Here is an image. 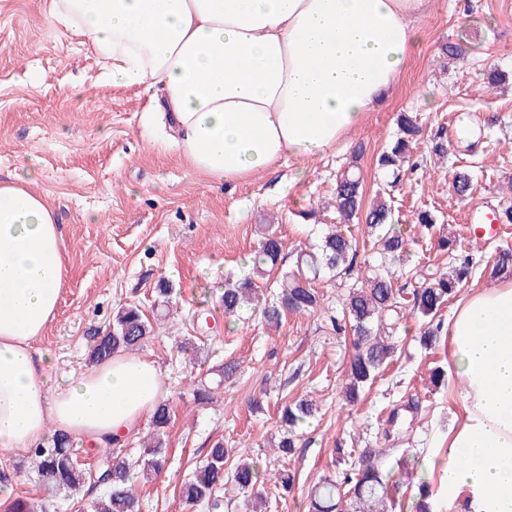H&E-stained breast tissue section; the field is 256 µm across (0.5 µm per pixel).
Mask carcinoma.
<instances>
[{"label":"carcinoma","mask_w":512,"mask_h":512,"mask_svg":"<svg viewBox=\"0 0 512 512\" xmlns=\"http://www.w3.org/2000/svg\"><path fill=\"white\" fill-rule=\"evenodd\" d=\"M421 134L417 115L400 113L397 137L378 159L382 172L392 177L389 187H395L401 168ZM334 203L340 223L365 219L366 228L375 235L373 248L380 256V263L371 266V274L363 275L361 284L350 286L343 302V319L334 320L336 334L342 335L348 329L353 333L354 352L346 364L345 389L346 397L354 402L393 352L385 338L399 320L403 289L396 286L399 275L392 265L409 257V239L404 229L393 221L391 198L380 193L370 207H365L362 177L354 164L336 177ZM451 245L449 239L440 238L441 250L448 254V271L426 275L412 293V314L421 322V341L425 345L442 330L443 324L436 317L451 296L467 283L472 270V259L453 253ZM281 254V239L276 232L266 230L249 259L253 273L225 274L220 296L224 316H237L247 306L254 305L260 309L267 326L278 328L290 314H311L321 307L313 282L320 278L349 276L357 271L355 239L330 224L316 247L297 252L296 271L281 276L278 293L266 297L254 275L269 274L279 268ZM152 330L150 319L139 306H124L113 315L112 326L92 346L89 359L101 363L115 353L135 351L151 337ZM315 412L314 404L305 399L283 408L280 423L284 434L278 443L280 451L293 454L296 429ZM170 419L169 405L159 402L141 443L143 457L129 461L114 456L109 448H98L94 454L97 459L94 471L77 463L70 438L55 433L47 445L31 451L36 478L45 490L67 498L77 495L95 478V485L102 489V494L93 503L94 512H140V500L133 488L134 476H158L163 471ZM226 453L224 442L220 440L209 448L206 460L195 467L182 485L185 505H202L208 512H221ZM232 480L240 490L254 492L260 482L256 462L248 458L238 460L232 469ZM389 494L387 476L376 461V451L368 448L361 452L358 466L342 483L325 479L315 485L311 507L313 512H336L338 504L347 497L351 512H386ZM7 512H48V505L17 496L9 502Z\"/></svg>","instance_id":"1"}]
</instances>
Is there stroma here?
<instances>
[{
    "mask_svg": "<svg viewBox=\"0 0 512 512\" xmlns=\"http://www.w3.org/2000/svg\"><path fill=\"white\" fill-rule=\"evenodd\" d=\"M53 0H0V179L40 174L30 184L54 206L69 253L70 271L59 308L39 349L54 359L52 385L89 369L93 336L104 333L122 306L137 304L155 316L159 282L172 286L175 313L157 322L142 348L161 370L170 403L168 468L138 483L143 512H207L185 506L181 487L216 441L248 455L267 473L284 468L289 493L269 489L262 512H308L312 487L322 478L342 481L349 462L337 449L378 451V462L398 487L391 512H413L419 480L439 485L448 429L460 413V385L433 382L448 367V338L420 340V322L405 314L389 338L394 348L357 401L346 400L344 369L351 335H337L346 281L315 284L321 307L292 314L278 330L259 315L228 318L220 304L225 273H240L257 248L262 225L283 241L282 271L296 252L319 240L336 221L330 206L337 173L357 163L366 199L388 189L376 167L391 142L401 112L416 113L422 136L390 189L394 221L411 228V257L401 287L412 290L425 273L448 266L440 237L473 254L469 286L490 282L497 249L512 248V222L496 239L477 238L473 217L512 206V0H434L418 16L420 42L412 49L391 96L335 149L307 160L280 161L268 173L219 183L194 171L158 133L145 125L159 89L113 86L86 40L50 24ZM467 48L450 58L443 45ZM501 79L489 84V70ZM486 137L467 152L458 131L463 117ZM447 156L431 152L437 130ZM468 170L472 190L459 198L456 170ZM431 209L432 229L416 225ZM239 365L211 404L198 407L192 393L201 376L224 362ZM257 398L261 409L249 401ZM301 399L317 411L300 425L301 446L280 457L279 408Z\"/></svg>",
    "mask_w": 512,
    "mask_h": 512,
    "instance_id": "1",
    "label": "stroma"
}]
</instances>
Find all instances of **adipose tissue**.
Instances as JSON below:
<instances>
[{
  "mask_svg": "<svg viewBox=\"0 0 512 512\" xmlns=\"http://www.w3.org/2000/svg\"><path fill=\"white\" fill-rule=\"evenodd\" d=\"M431 0H54L123 87H156L154 114L189 166L245 181L312 159L391 95ZM67 277L50 203L0 181V451L60 432L106 447L150 418L157 363L114 354L62 386L37 348ZM463 413L448 431V512H512V280L472 288L448 321Z\"/></svg>",
  "mask_w": 512,
  "mask_h": 512,
  "instance_id": "ef3b65f1",
  "label": "adipose tissue"
}]
</instances>
